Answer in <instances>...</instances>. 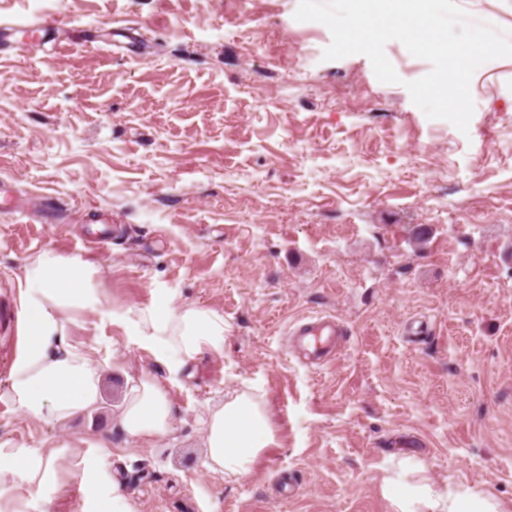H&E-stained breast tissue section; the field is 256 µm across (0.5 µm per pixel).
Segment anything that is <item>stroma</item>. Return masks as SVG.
<instances>
[{
    "mask_svg": "<svg viewBox=\"0 0 512 512\" xmlns=\"http://www.w3.org/2000/svg\"><path fill=\"white\" fill-rule=\"evenodd\" d=\"M297 6L0 0V23L69 25L58 50L0 51V305L45 250L96 264L111 298L73 330L105 369L97 407L49 425L0 401V442L101 436L136 512H393L404 458L512 512V58L474 73L464 134L410 97L429 62L388 42L386 84L366 56L324 60L331 32ZM116 28L133 51L83 43ZM164 300L222 313L223 354L169 373L129 324ZM316 313L348 329L319 369L286 334ZM136 371L172 402L151 443L115 421ZM250 385L278 445L229 479L203 465L201 420Z\"/></svg>",
    "mask_w": 512,
    "mask_h": 512,
    "instance_id": "1",
    "label": "stroma"
}]
</instances>
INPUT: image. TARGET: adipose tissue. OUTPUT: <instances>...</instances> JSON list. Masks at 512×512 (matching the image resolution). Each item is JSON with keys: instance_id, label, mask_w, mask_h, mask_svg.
I'll list each match as a JSON object with an SVG mask.
<instances>
[{"instance_id": "adipose-tissue-1", "label": "adipose tissue", "mask_w": 512, "mask_h": 512, "mask_svg": "<svg viewBox=\"0 0 512 512\" xmlns=\"http://www.w3.org/2000/svg\"><path fill=\"white\" fill-rule=\"evenodd\" d=\"M97 275L89 262L46 250L17 276L23 323L0 399L28 418L60 424L92 410L100 400L102 367L71 336L83 316L108 304ZM132 326L140 346L174 374L204 353L224 352L223 314L196 304L162 302L139 311ZM117 424L145 442L169 433L171 402L156 377L145 371L128 374ZM276 443L267 402L255 388L233 391L207 410L203 454L210 471L228 478L246 476ZM104 445L99 437L60 439L49 448L1 442L0 512H33L41 491L59 494L73 481H91L99 464L93 451ZM64 458L75 459V468H61ZM391 504L395 512H498L492 497L468 489L442 492L425 480Z\"/></svg>"}]
</instances>
